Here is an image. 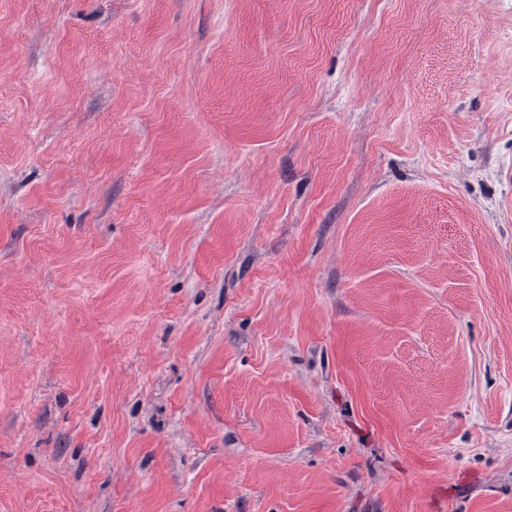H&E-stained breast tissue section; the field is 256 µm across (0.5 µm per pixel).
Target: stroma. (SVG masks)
Returning a JSON list of instances; mask_svg holds the SVG:
<instances>
[{
	"label": "stroma",
	"instance_id": "35a3bbf8",
	"mask_svg": "<svg viewBox=\"0 0 512 512\" xmlns=\"http://www.w3.org/2000/svg\"><path fill=\"white\" fill-rule=\"evenodd\" d=\"M0 512H512V0H0Z\"/></svg>",
	"mask_w": 512,
	"mask_h": 512
}]
</instances>
